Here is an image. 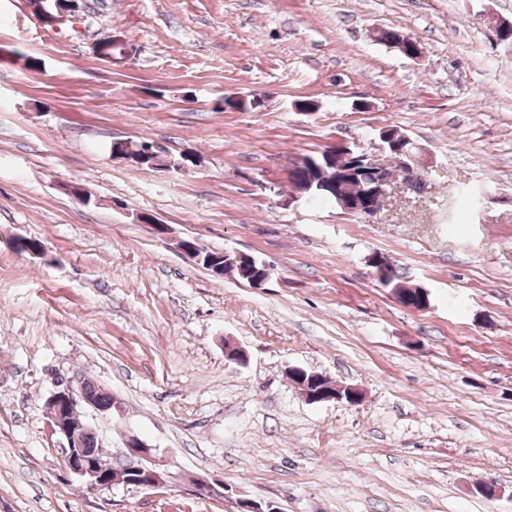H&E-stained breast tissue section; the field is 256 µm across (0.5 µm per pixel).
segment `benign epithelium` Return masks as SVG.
<instances>
[{
    "mask_svg": "<svg viewBox=\"0 0 512 512\" xmlns=\"http://www.w3.org/2000/svg\"><path fill=\"white\" fill-rule=\"evenodd\" d=\"M56 13L45 14L46 24L58 28L70 20L79 11V0H55ZM493 40L497 45L512 47V22H497L492 25ZM396 130L390 127L381 128L378 141L371 142V149H365L360 143L343 142L336 149L325 152L329 156L335 154L343 157L346 162L354 156L367 161V167L375 170V179L365 189L367 206H354L341 197H336V205L347 214H355L364 219L373 220L380 213L387 188L395 183L409 187V182L418 178L419 174L413 153L406 148L411 141L407 134H402L401 141H395ZM385 154L390 158L386 164L378 159ZM177 247L197 264L212 272L214 267L204 261L209 251L193 240L181 239ZM290 376L300 379L296 383L302 396L310 402L345 401L356 404L360 400V391L354 386L336 385L331 389L313 390L308 386L309 380L321 377L316 372H308L303 368L290 369ZM84 403L94 411L102 412L104 408L88 398L85 394H76L70 384L61 383L46 399L44 412L47 418L50 436L58 439L59 448L67 469L86 482L95 492H109L116 486L137 488L155 487L163 483V473L152 464L154 447L145 441L130 437L124 445L125 462L117 463L108 468L98 466L97 460L108 455L104 444L88 450L84 448V438L90 433H96L91 420L79 409V403Z\"/></svg>",
    "mask_w": 512,
    "mask_h": 512,
    "instance_id": "7a95c632",
    "label": "benign epithelium"
}]
</instances>
